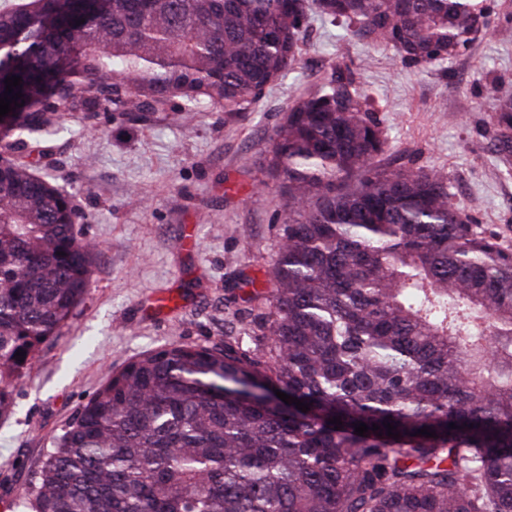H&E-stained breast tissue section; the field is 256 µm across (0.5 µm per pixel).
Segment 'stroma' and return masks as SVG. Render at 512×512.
I'll list each match as a JSON object with an SVG mask.
<instances>
[{
    "label": "stroma",
    "mask_w": 512,
    "mask_h": 512,
    "mask_svg": "<svg viewBox=\"0 0 512 512\" xmlns=\"http://www.w3.org/2000/svg\"><path fill=\"white\" fill-rule=\"evenodd\" d=\"M488 24L445 66L410 67L384 42L310 19L301 54L251 111L194 112L189 126L100 115L97 130L66 116L52 141L64 188L88 214L99 251L85 301L43 345L0 418V512L35 471L79 404L130 359L164 345H208L249 330L244 298L270 287L281 203L264 146L296 89L349 65L382 109L395 153L448 175L453 202L512 241V174L488 125L512 95V0H490Z\"/></svg>",
    "instance_id": "stroma-1"
}]
</instances>
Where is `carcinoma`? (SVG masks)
Returning a JSON list of instances; mask_svg holds the SVG:
<instances>
[{
  "instance_id": "obj_1",
  "label": "carcinoma",
  "mask_w": 512,
  "mask_h": 512,
  "mask_svg": "<svg viewBox=\"0 0 512 512\" xmlns=\"http://www.w3.org/2000/svg\"><path fill=\"white\" fill-rule=\"evenodd\" d=\"M488 10L3 0L0 97L8 76L23 97L0 118V416L93 273L97 248L77 228L88 216L53 175L66 115L166 111L185 125L203 108L249 112L293 69L312 13L392 44L408 65L441 66ZM175 98L183 106L167 110ZM378 112L340 66L288 105L266 147L282 242L271 290L247 298L250 333L148 351L112 374L20 512H512V246L454 204L447 173L382 163ZM491 124L511 165L512 95ZM276 389L309 410L271 407ZM358 421L380 431L359 436Z\"/></svg>"
}]
</instances>
